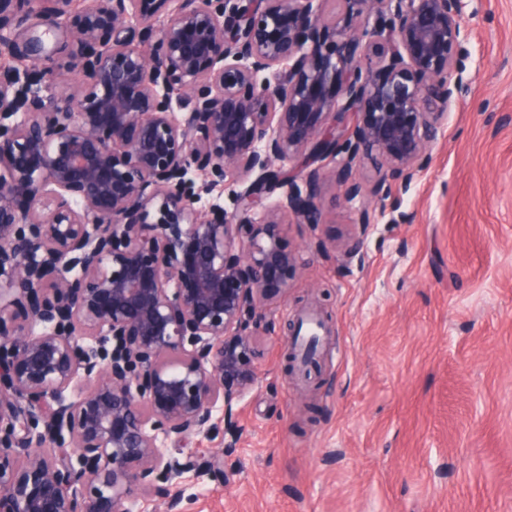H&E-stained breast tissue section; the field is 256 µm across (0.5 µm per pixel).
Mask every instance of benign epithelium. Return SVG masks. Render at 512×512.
Here are the masks:
<instances>
[{"mask_svg":"<svg viewBox=\"0 0 512 512\" xmlns=\"http://www.w3.org/2000/svg\"><path fill=\"white\" fill-rule=\"evenodd\" d=\"M73 2L0 0V512H171L185 473L224 475L192 439L239 437L295 263L279 213L323 223L320 170L304 193L273 162L336 160L349 201L358 164L377 194L411 184L464 91L473 0ZM66 69L83 91H50Z\"/></svg>","mask_w":512,"mask_h":512,"instance_id":"1","label":"benign epithelium"}]
</instances>
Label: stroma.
<instances>
[{"instance_id":"obj_1","label":"stroma","mask_w":512,"mask_h":512,"mask_svg":"<svg viewBox=\"0 0 512 512\" xmlns=\"http://www.w3.org/2000/svg\"><path fill=\"white\" fill-rule=\"evenodd\" d=\"M476 7L468 90L417 179L382 201L322 179L324 224H280L296 263L240 439L193 440L229 481L184 474L177 512H512V0ZM303 318L324 324L307 369L289 357Z\"/></svg>"}]
</instances>
